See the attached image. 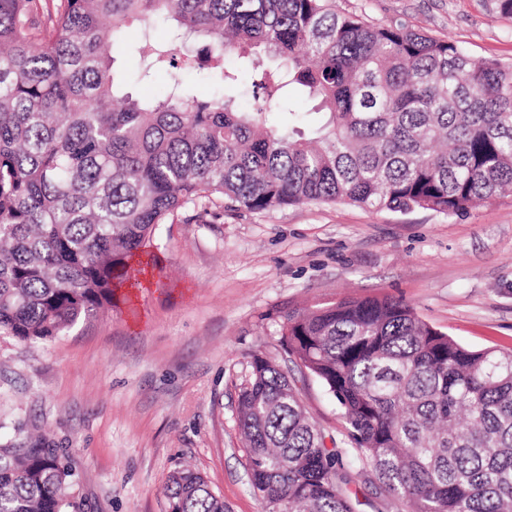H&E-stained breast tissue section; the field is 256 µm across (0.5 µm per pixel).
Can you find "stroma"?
Here are the masks:
<instances>
[{
	"label": "stroma",
	"mask_w": 512,
	"mask_h": 512,
	"mask_svg": "<svg viewBox=\"0 0 512 512\" xmlns=\"http://www.w3.org/2000/svg\"><path fill=\"white\" fill-rule=\"evenodd\" d=\"M512 65V18L491 0H336ZM163 272L53 340L0 336V447L54 448L75 469L79 512H167L170 474L200 471L227 512H264L249 485L237 397L259 355L287 371L327 447L345 424L291 362L283 317L349 296L393 297L465 347L512 349V197L463 216L346 203L266 212L187 206L147 245ZM356 512H406L372 472Z\"/></svg>",
	"instance_id": "35a3bbf8"
}]
</instances>
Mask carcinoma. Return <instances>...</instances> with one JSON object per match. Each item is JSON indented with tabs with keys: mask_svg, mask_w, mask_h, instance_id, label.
<instances>
[{
	"mask_svg": "<svg viewBox=\"0 0 512 512\" xmlns=\"http://www.w3.org/2000/svg\"><path fill=\"white\" fill-rule=\"evenodd\" d=\"M196 42L224 92L184 85ZM122 49L140 81L168 74L162 94L126 88ZM298 97L319 116L305 128ZM509 192L512 66L455 42L369 24L336 0H0L1 335L51 340L111 308L141 286L132 260L156 227L190 204L462 216ZM282 336L336 400L357 458L410 512H512V351L468 349L388 297L292 310ZM237 426L265 512H354L360 471L258 355ZM71 477L55 448H0V512L74 509ZM165 496L169 512H225L190 468Z\"/></svg>",
	"mask_w": 512,
	"mask_h": 512,
	"instance_id": "cac0c4a2",
	"label": "carcinoma"
}]
</instances>
